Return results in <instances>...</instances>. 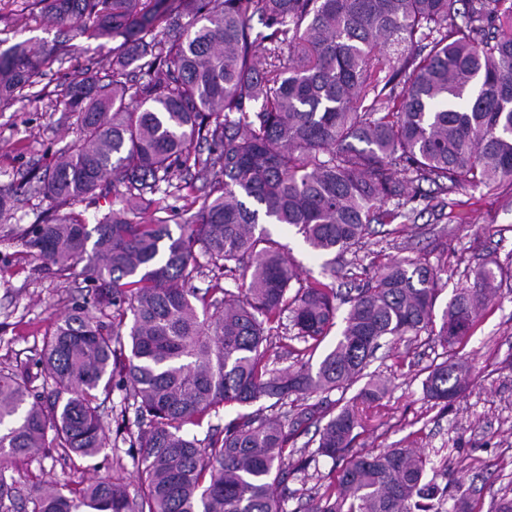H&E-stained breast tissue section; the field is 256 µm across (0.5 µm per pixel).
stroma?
Here are the masks:
<instances>
[{
	"mask_svg": "<svg viewBox=\"0 0 512 512\" xmlns=\"http://www.w3.org/2000/svg\"><path fill=\"white\" fill-rule=\"evenodd\" d=\"M29 0H0V50L28 40L67 49L65 64H53L41 86L52 92L65 72L89 66L106 75L112 44L104 39L67 40L58 29L33 20ZM76 138L73 119L64 107L51 110L44 100L28 99L0 110V185L19 183L26 173L48 162L54 150ZM415 222L373 227L368 249L345 255L336 275L324 270L325 255L313 252L294 229L268 225L272 240L288 247L303 279L333 283L341 291L357 286L365 269L395 259L418 258L443 268L435 308L443 310L452 292L466 286L478 264L497 261L503 275L479 318L470 340L458 347L471 366L465 396L442 407L427 396L423 381L431 363L442 361L447 349L422 335L390 339L377 352L370 369L384 379L387 394L365 422L354 452L379 453L415 448L431 461L427 479L447 486L449 497L467 495L473 512H491L494 503L512 495V199L496 191L459 189L445 208L431 201L416 203ZM40 195L24 197L11 219L0 222V369L37 373L43 338L72 303L87 293L75 274L61 277L31 257L23 233L49 210ZM120 393L101 408L110 445L97 457L74 463L36 457L17 460L11 473L21 490L46 481L78 486L110 475L138 487V462L131 446L139 428L134 413H123ZM297 447L313 452L306 471L289 475L279 488L286 512H304L308 496L333 488L332 462L316 456L318 437L308 429Z\"/></svg>",
	"mask_w": 512,
	"mask_h": 512,
	"instance_id": "1",
	"label": "stroma"
}]
</instances>
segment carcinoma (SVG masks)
<instances>
[{
  "instance_id": "obj_1",
  "label": "carcinoma",
  "mask_w": 512,
  "mask_h": 512,
  "mask_svg": "<svg viewBox=\"0 0 512 512\" xmlns=\"http://www.w3.org/2000/svg\"><path fill=\"white\" fill-rule=\"evenodd\" d=\"M77 39H120L105 76L75 69L59 96L77 141L33 172L54 213L24 233L60 273L81 267L89 299L45 337L43 391L0 371V512H286L287 445L321 423L316 454L342 463L338 490L305 512H443L413 448L349 455L387 387L365 369L384 336L471 335L500 269L483 264L435 319L440 271L390 262L354 288L336 343L317 363L275 371L267 353L289 314L315 353L336 326L337 291L303 282L265 220L323 254L359 250L372 224L415 221L422 184L437 204L462 186L512 188V0H32ZM53 49L0 51V106L42 95ZM205 179L198 188L187 175ZM121 203L88 230L79 205ZM185 199L181 212L165 199ZM396 209L384 208L388 200ZM17 194L0 188V219ZM181 218L173 236L170 224ZM97 238L87 249L91 232ZM242 273L236 292L192 286L203 264ZM338 411L288 400L346 390ZM471 367L428 368L427 396L463 397ZM123 392L141 424L140 489L98 477L22 494L8 462L53 449L86 460L108 437L100 400ZM239 412L198 440L184 432Z\"/></svg>"
}]
</instances>
